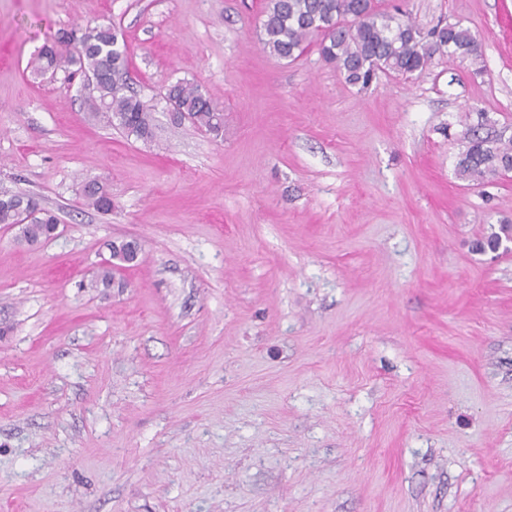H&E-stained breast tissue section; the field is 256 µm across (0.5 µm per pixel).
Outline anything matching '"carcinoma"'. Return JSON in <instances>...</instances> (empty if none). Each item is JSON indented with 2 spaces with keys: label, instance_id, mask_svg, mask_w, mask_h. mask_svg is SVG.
<instances>
[{
  "label": "carcinoma",
  "instance_id": "1",
  "mask_svg": "<svg viewBox=\"0 0 512 512\" xmlns=\"http://www.w3.org/2000/svg\"><path fill=\"white\" fill-rule=\"evenodd\" d=\"M261 39L278 59H295L316 43L321 57L348 84L362 90L379 71L402 76L421 73L443 50L473 61L482 57L479 37L470 29L448 23L426 31L410 19L380 10L377 0H268ZM74 65L88 81L83 102L92 119L121 130L128 138L146 143L155 140L154 113L129 86L127 50L111 26L85 29L72 53L45 46L35 59V68L42 73ZM167 103L180 114L172 125L188 122L216 139L223 137L224 113L198 86L176 82L168 89ZM460 144L459 178L484 185L512 172V133L496 128L485 113H477V122L465 124ZM83 194L87 206L112 211V198L104 184L90 182ZM57 223V216L37 196L0 191V224L18 229V238L27 244L47 240ZM511 232V223H501L499 230L475 239L472 251L494 253ZM113 256L118 261L107 260L89 287L106 291L115 286L114 270L132 257L123 246Z\"/></svg>",
  "mask_w": 512,
  "mask_h": 512
}]
</instances>
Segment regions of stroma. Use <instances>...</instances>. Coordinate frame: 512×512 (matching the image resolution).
<instances>
[{
	"mask_svg": "<svg viewBox=\"0 0 512 512\" xmlns=\"http://www.w3.org/2000/svg\"><path fill=\"white\" fill-rule=\"evenodd\" d=\"M266 3L0 0V191L59 218L0 226V512H512V253L471 250L512 176L455 170L465 113L512 125V0H379L482 59L363 90L271 56ZM99 24L153 143L30 66ZM179 80L223 138L172 127ZM120 238L138 263L90 288ZM83 194L87 206L101 212L112 210V198L104 184L97 181L87 183ZM30 210L32 217L26 223L18 220V212ZM57 216L45 208L40 199L33 194H16L0 191V224L18 228V238L29 245L56 236L59 224ZM51 234V228L55 225Z\"/></svg>",
	"mask_w": 512,
	"mask_h": 512,
	"instance_id": "stroma-1",
	"label": "stroma"
}]
</instances>
